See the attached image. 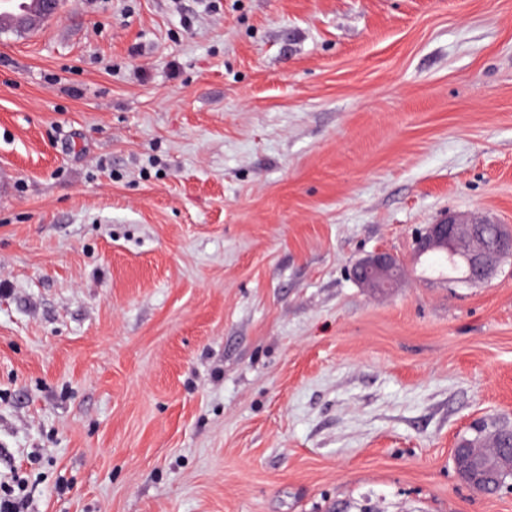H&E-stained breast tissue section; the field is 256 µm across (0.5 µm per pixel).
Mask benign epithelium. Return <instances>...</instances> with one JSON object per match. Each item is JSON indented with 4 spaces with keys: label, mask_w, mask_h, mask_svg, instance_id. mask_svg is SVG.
Returning a JSON list of instances; mask_svg holds the SVG:
<instances>
[{
    "label": "benign epithelium",
    "mask_w": 512,
    "mask_h": 512,
    "mask_svg": "<svg viewBox=\"0 0 512 512\" xmlns=\"http://www.w3.org/2000/svg\"><path fill=\"white\" fill-rule=\"evenodd\" d=\"M415 251L419 255L445 252L454 265L464 268L468 282L479 283L498 271L503 258L512 256V236L490 245L482 238L480 225L448 216L427 225L417 235ZM402 274L401 261L383 251L366 257L353 268L354 278L364 287L376 291L393 287Z\"/></svg>",
    "instance_id": "1"
}]
</instances>
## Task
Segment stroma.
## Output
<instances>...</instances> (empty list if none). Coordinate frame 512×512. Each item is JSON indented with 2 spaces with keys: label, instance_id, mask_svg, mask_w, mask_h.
<instances>
[{
  "label": "stroma",
  "instance_id": "stroma-1",
  "mask_svg": "<svg viewBox=\"0 0 512 512\" xmlns=\"http://www.w3.org/2000/svg\"><path fill=\"white\" fill-rule=\"evenodd\" d=\"M0 479L31 512H512V0H66L0 33ZM404 264L373 291L354 265ZM480 226L455 216L444 217L417 235L415 251L419 255L448 253L455 266L464 268L467 282H483L498 271L503 258L512 256V236L490 245L482 238ZM352 272L360 284L377 291L393 288L402 277L403 265L393 254L380 251L357 263ZM509 427L496 422H482L480 428L476 431L474 437L467 438L465 441V457L460 466L458 475L460 478L472 486L473 477L477 470L475 458L479 454H493L498 443L502 444L509 438ZM462 441V442H463ZM479 446L480 448H475ZM512 447V441L509 442L507 447L504 448H511ZM504 448H499L500 452H502V455L504 457V462L501 463V465L497 469V477L496 480L493 483H490L485 488V493L488 494H497L500 492L504 487H507L508 481L512 480V457H509V452L506 451Z\"/></svg>",
  "mask_w": 512,
  "mask_h": 512
}]
</instances>
